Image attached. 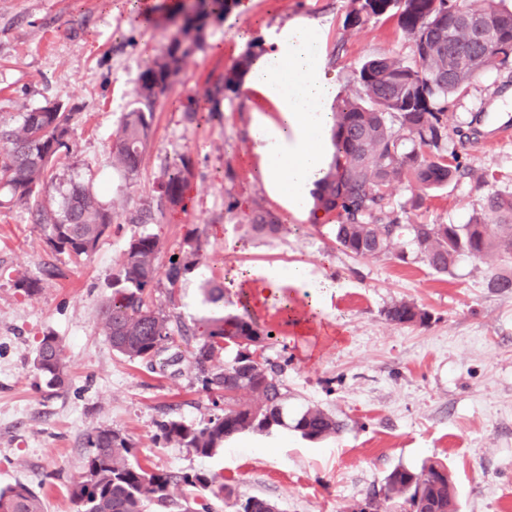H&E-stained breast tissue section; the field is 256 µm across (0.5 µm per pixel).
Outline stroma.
Here are the masks:
<instances>
[{"instance_id":"obj_1","label":"stroma","mask_w":512,"mask_h":512,"mask_svg":"<svg viewBox=\"0 0 512 512\" xmlns=\"http://www.w3.org/2000/svg\"><path fill=\"white\" fill-rule=\"evenodd\" d=\"M180 2L0 0V117L19 123L49 100L82 106L74 152L43 194L47 206H59L60 185L91 180L106 184L101 200L116 213L96 251L77 261L47 246L27 204L0 208V487L25 483L43 512H75L69 488L85 474V434L102 427L125 434L151 470L202 473L229 485L233 497L210 498L212 512H236V499L251 495L270 499L278 512H357L370 495L378 512H400L385 496L387 475L431 460L447 466L460 512H512V292L487 286L503 261L464 258L440 275L419 261L344 252L328 226L290 213L257 178L249 136L256 99L231 93L214 112L203 97L247 51V37L295 17L318 20L342 98L354 92L362 61H412V42L398 39L395 21L383 17L345 25L351 0H248L246 10L231 8L209 22L203 50L162 98L151 147L128 184L112 174L111 134L130 109L140 73L172 34L167 18ZM508 91L512 66L480 73L453 99L448 148L466 173L410 212V222L464 224L488 193L512 192V138L487 136L495 118L489 107ZM191 101L199 119L190 124L183 111ZM186 152L195 163L188 209H165L152 224L126 223L130 213L156 209L167 166ZM257 206L280 216L285 231L254 233L243 215ZM190 229L202 242L204 266L186 275L174 300L156 293L186 323L213 312L200 292L207 279L225 285L257 265L303 264L334 281L327 332L315 342L288 324L289 312L309 302L303 289L284 286L280 297L252 309L226 289L224 310L275 328L264 355L285 366L289 412L321 406L344 422L341 433L309 441L283 427L245 432L210 457L159 440V421L199 424L215 412L192 363L199 339L176 337L178 361L133 363L101 335L99 313L132 237L157 234L170 256ZM53 268L59 277H47ZM22 274L40 279L38 293L17 288ZM402 299L429 311L431 321L387 322L384 310ZM48 333L69 369L66 386L54 391L34 368Z\"/></svg>"}]
</instances>
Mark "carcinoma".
<instances>
[{
	"label": "carcinoma",
	"instance_id": "1",
	"mask_svg": "<svg viewBox=\"0 0 512 512\" xmlns=\"http://www.w3.org/2000/svg\"><path fill=\"white\" fill-rule=\"evenodd\" d=\"M454 0H352L346 23L361 24L382 15L396 19V33L413 42V62L393 56L365 60L356 72L355 92L336 107L332 166L315 193V211L331 221L336 245L357 257L388 256L400 263L421 261L446 275L463 257L480 259L494 252L512 262V193L494 191L466 224H406L390 208L388 188L407 180L418 188L409 206H423L426 195L448 186L461 173L458 155H448V102L464 92L471 80L491 67L512 62V12L484 0L470 12L493 28L494 48L477 50L466 22L457 17ZM230 9V0H200L182 8L177 32L164 52L141 72L132 108L112 134V172L133 181L150 145L154 112L160 98L183 65L204 41L189 35L204 30L210 17ZM261 43L255 41L224 80L210 85L205 99L218 109L221 99L236 90L241 68ZM81 106L70 101H49L24 113L21 123L0 118V207L33 202V223L45 225L46 243L55 251L87 257L114 224L115 216L99 193L84 183H70L58 209L40 201L56 178L54 168L72 153V135ZM194 177L190 153L181 154L160 183V198L172 208L187 209V191ZM252 229L277 234L284 229L278 216L261 207L244 215ZM186 246L175 261L161 264L164 242L154 233L132 238L112 274V295L101 308L99 328L112 349L130 361L152 363L174 342L173 335L193 336L181 317L156 304L154 293L166 290L174 299L183 278L204 260L198 239L186 234ZM495 292L512 291V273L491 276ZM203 302H224V288L211 281L202 286ZM397 325L424 326L431 314L401 300L384 311ZM203 340L193 352V363L207 389L222 393L224 413L202 426L169 419L158 424L167 444L204 457L224 448V441L244 432H268L291 427L303 438L324 440L340 433L344 423L330 411L314 405L288 425V386L284 368L257 359L271 344L270 331L250 315L222 313L204 319ZM236 348L229 363L217 364L220 351ZM35 368L45 386L65 385L67 366L63 349L51 333L43 336ZM85 476L72 484L69 496L77 512H211L177 495L182 484L200 495L218 498L224 484L204 474L176 475L143 466L129 439L117 430L94 428L86 434ZM389 497L402 501L404 512H459L453 479L439 461L420 470L394 468L386 480ZM0 512H42L38 495L27 484L0 488ZM237 512H276L259 496H248Z\"/></svg>",
	"mask_w": 512,
	"mask_h": 512
}]
</instances>
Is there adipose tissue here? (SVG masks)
Instances as JSON below:
<instances>
[{"label": "adipose tissue", "instance_id": "1", "mask_svg": "<svg viewBox=\"0 0 512 512\" xmlns=\"http://www.w3.org/2000/svg\"><path fill=\"white\" fill-rule=\"evenodd\" d=\"M318 27L317 21L298 17L270 31L265 50L251 58L242 76L243 90L264 102L251 118V146L262 181L289 212L304 217L333 154L336 77L319 47ZM287 284L308 289L309 312L322 319L333 284L304 265L257 267L232 286L261 303L280 295Z\"/></svg>", "mask_w": 512, "mask_h": 512}]
</instances>
